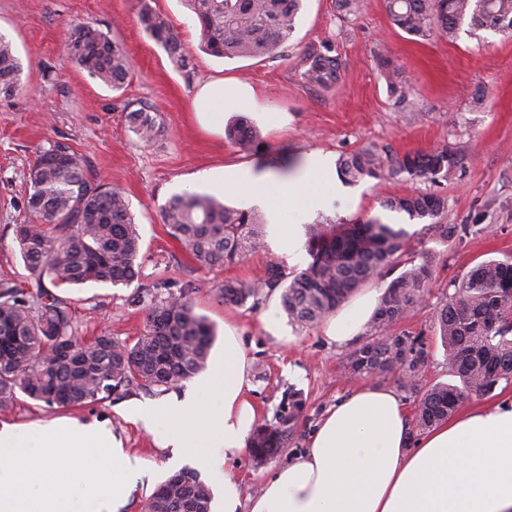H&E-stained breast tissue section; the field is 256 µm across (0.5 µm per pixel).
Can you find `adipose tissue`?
I'll use <instances>...</instances> for the list:
<instances>
[{
  "instance_id": "1",
  "label": "adipose tissue",
  "mask_w": 512,
  "mask_h": 512,
  "mask_svg": "<svg viewBox=\"0 0 512 512\" xmlns=\"http://www.w3.org/2000/svg\"><path fill=\"white\" fill-rule=\"evenodd\" d=\"M223 80L203 85L195 112L213 127L224 111L253 97ZM327 189L310 208L323 209L336 187L329 157L310 154L288 179L272 169L236 168L221 190L278 183L294 202L313 176ZM246 356L234 337L193 393L132 401L129 421L161 431V447L214 474L224 488V512H237L240 486L228 461L247 448L258 411L245 384ZM402 401L388 389L365 387L337 403L308 447L275 471L250 512H512V404L451 417L417 440ZM147 459L123 447L106 423L54 419L35 427H0V512H122L145 475Z\"/></svg>"
}]
</instances>
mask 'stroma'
<instances>
[{
    "mask_svg": "<svg viewBox=\"0 0 512 512\" xmlns=\"http://www.w3.org/2000/svg\"><path fill=\"white\" fill-rule=\"evenodd\" d=\"M142 1L0 0V35L12 42L24 67L23 90L0 98V279L28 276L13 227L27 218V173L40 148L59 145L74 151L104 182L123 189L142 237L137 278L127 286L61 285L54 292L70 303L82 336L108 328L124 340L144 326V311L129 304L139 289L164 298L196 283V311L215 332L210 356H223L225 336H236L248 359L249 397L260 422L273 421L286 392L304 393V416L274 459L260 463L247 452L230 463L242 489L238 512H249V498L292 455L304 451L316 424L337 401L368 385L396 388V376L344 377L349 352L368 341L369 329L339 344L327 337L326 322L306 329L289 324L280 313L278 295L241 305L218 302L212 289L224 281H252L271 264L290 275L301 268L267 245L240 263L197 269L168 235L160 217L163 205L185 191L218 193L214 179L233 166L271 167L290 176L314 152L337 162L366 149L394 158L450 147L459 158L453 179L367 178L344 185L341 197L314 219L319 225L377 217L406 228L415 250L439 253L429 292L400 327L422 335L427 344V382L447 381L435 315L449 282L480 261L512 256V38L490 30L474 35L464 25L452 40L438 34L416 40L393 25L384 0H363L361 10L345 19L336 0H304L295 30L277 56L220 59L199 51V26L183 0H146L193 52L190 67L180 70L142 30L137 20ZM82 24L109 31L132 51L134 70L121 91L108 89L67 58V34ZM320 54L338 59L339 79L325 85L308 81L306 73ZM381 56L404 73L411 87L408 100L399 103L389 96L377 63ZM218 78L253 90V97L241 101L236 112L225 113L224 120L246 117L263 141L258 151H242L223 132L199 123L196 94ZM479 90L484 103L477 106L472 98ZM131 103L156 108L164 134L155 144L140 142L130 131L126 107ZM412 191L445 197L443 223L467 225L466 234L444 244L429 226L383 208L387 197ZM222 196L225 204L242 209L257 199L263 215L279 208L288 224L296 223L307 205L303 195L284 204L272 190ZM158 397L155 391L119 392L72 411L22 397L0 412V425L33 426L66 416L107 422L126 447L152 464L150 475L130 490L124 508L141 512L144 500L173 473L166 464L171 451L160 447L158 433L126 421L123 408L132 400Z\"/></svg>",
    "mask_w": 512,
    "mask_h": 512,
    "instance_id": "obj_1",
    "label": "stroma"
}]
</instances>
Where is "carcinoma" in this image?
Wrapping results in <instances>:
<instances>
[{"mask_svg": "<svg viewBox=\"0 0 512 512\" xmlns=\"http://www.w3.org/2000/svg\"><path fill=\"white\" fill-rule=\"evenodd\" d=\"M201 28V51L218 58L277 54L290 39L302 0H187ZM393 24L417 39L436 31L453 38L468 23L476 30L512 34V0H385ZM138 21L178 69L190 66L191 52L168 19L143 5ZM69 58L102 84L120 90L133 71V54L109 33L82 25L67 37ZM390 97L408 98L401 71L379 59ZM23 67L11 41L0 35V96L22 87ZM339 72V63L316 57L308 70L314 82ZM129 128L149 144L162 135L156 116L139 108L126 113ZM225 136L242 149L256 150L259 136L240 118ZM459 159L448 146L429 153H407L388 162L371 151L344 156L340 176L348 182L406 175L447 180ZM25 208L31 221L17 224L14 240L30 273V282L0 279V410L22 394L48 406L78 408L103 401L121 390H167L206 369L213 327L196 313L189 282L177 295L137 296L146 310L140 333L125 340L109 330L86 340L74 325L70 304L48 285L130 284L138 274L142 244L125 194L100 179L82 156L65 147L39 151L28 175ZM444 197L428 192L395 195L390 211L428 223L446 242L463 228L440 223ZM168 234L180 242L200 268L232 265L264 246L254 212L234 209L214 195L184 192L161 208ZM308 268L290 276L277 265L266 267L251 283H224L216 296L242 304L265 292L281 290V311L288 323L307 328L336 309L363 284L388 278L370 321L371 341L353 349L344 374L374 377L397 371V384L418 398L415 427L428 430L453 416L471 393L491 395L512 383V259H487L450 283L453 292L441 304L436 330L448 375L456 383L423 389L428 351L421 336L394 326L425 297L439 256L412 252L406 231L378 218L331 224L310 237ZM306 399L288 391L275 421L254 428L248 439L253 457L273 459L296 433ZM213 491L200 474L184 468L160 483L142 512H213Z\"/></svg>", "mask_w": 512, "mask_h": 512, "instance_id": "cac0c4a2", "label": "carcinoma"}]
</instances>
